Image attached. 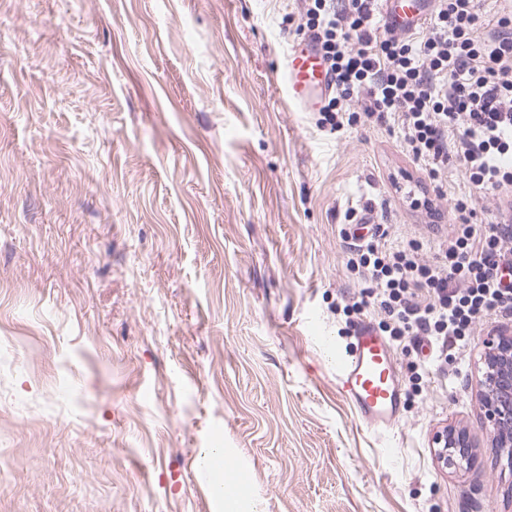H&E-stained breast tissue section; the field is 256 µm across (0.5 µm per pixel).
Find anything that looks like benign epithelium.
<instances>
[{
  "mask_svg": "<svg viewBox=\"0 0 512 512\" xmlns=\"http://www.w3.org/2000/svg\"><path fill=\"white\" fill-rule=\"evenodd\" d=\"M483 408L490 423L494 446L512 462V336L499 332L486 341ZM441 459L455 462L471 456L466 434L445 430L436 437Z\"/></svg>",
  "mask_w": 512,
  "mask_h": 512,
  "instance_id": "7a95c632",
  "label": "benign epithelium"
}]
</instances>
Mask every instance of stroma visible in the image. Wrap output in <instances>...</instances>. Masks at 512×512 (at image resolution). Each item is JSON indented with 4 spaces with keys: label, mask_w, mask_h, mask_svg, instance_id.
<instances>
[{
    "label": "stroma",
    "mask_w": 512,
    "mask_h": 512,
    "mask_svg": "<svg viewBox=\"0 0 512 512\" xmlns=\"http://www.w3.org/2000/svg\"><path fill=\"white\" fill-rule=\"evenodd\" d=\"M305 0H0V512H512L484 422L487 317L442 356L391 339L402 420L368 429L333 360L388 326L347 265L371 216L424 260L468 192L389 124L288 106ZM434 199L428 219L415 196ZM467 433L473 461L436 435ZM440 449L441 459L448 462H457V459H466L471 456L468 448L470 441L466 434L456 430H445L437 435L435 442ZM247 481L245 477L238 473L236 476H230L224 480V496L231 494L238 497L247 495ZM236 496L224 497L225 512H241V501Z\"/></svg>",
    "instance_id": "obj_1"
}]
</instances>
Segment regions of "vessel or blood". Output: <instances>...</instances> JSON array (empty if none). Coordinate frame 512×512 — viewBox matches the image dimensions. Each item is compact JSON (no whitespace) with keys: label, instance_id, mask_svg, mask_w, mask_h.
<instances>
[{"label":"vessel or blood","instance_id":"1","mask_svg":"<svg viewBox=\"0 0 512 512\" xmlns=\"http://www.w3.org/2000/svg\"><path fill=\"white\" fill-rule=\"evenodd\" d=\"M387 24L413 25L424 18L420 0H380ZM283 81L288 103L302 112L317 111L334 90V82L312 39L293 43L287 54ZM353 346L336 360L344 397L358 418L376 432L394 428L400 418L402 384L393 350L385 336L367 321L352 330Z\"/></svg>","mask_w":512,"mask_h":512}]
</instances>
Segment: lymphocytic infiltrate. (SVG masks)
<instances>
[{"label": "lymphocytic infiltrate", "mask_w": 512, "mask_h": 512, "mask_svg": "<svg viewBox=\"0 0 512 512\" xmlns=\"http://www.w3.org/2000/svg\"><path fill=\"white\" fill-rule=\"evenodd\" d=\"M378 0H308L304 29L320 46L337 93L318 123L338 131L345 101L362 98L366 117H396L407 151L432 179L458 161L473 189L498 196L487 230L467 216L438 245V260L419 247L352 244L349 262L363 269L379 303L395 318V337L426 336L441 345L512 305V16L479 25L477 0H435L421 32L380 27Z\"/></svg>", "instance_id": "lymphocytic-infiltrate-1"}]
</instances>
